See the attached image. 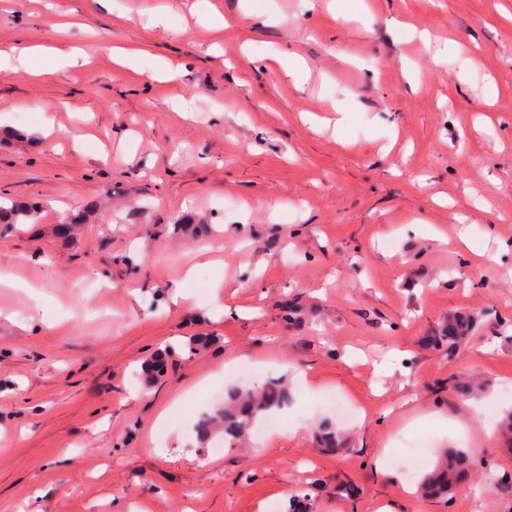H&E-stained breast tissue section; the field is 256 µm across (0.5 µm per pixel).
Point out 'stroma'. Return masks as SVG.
<instances>
[{"instance_id": "35a3bbf8", "label": "stroma", "mask_w": 512, "mask_h": 512, "mask_svg": "<svg viewBox=\"0 0 512 512\" xmlns=\"http://www.w3.org/2000/svg\"><path fill=\"white\" fill-rule=\"evenodd\" d=\"M211 2L227 26L198 0H0V128L37 137L0 144V197L43 206L0 225V512H279L301 487L313 512H512V0ZM455 310L479 324L446 352ZM245 371L287 406L200 440ZM449 448L468 482L421 497Z\"/></svg>"}]
</instances>
